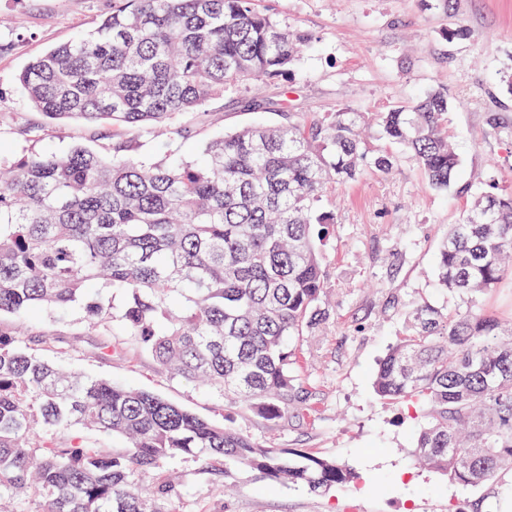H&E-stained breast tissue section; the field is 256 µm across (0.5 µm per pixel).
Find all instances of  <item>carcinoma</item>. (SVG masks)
Masks as SVG:
<instances>
[{"label": "carcinoma", "instance_id": "1", "mask_svg": "<svg viewBox=\"0 0 512 512\" xmlns=\"http://www.w3.org/2000/svg\"><path fill=\"white\" fill-rule=\"evenodd\" d=\"M308 37L254 0H112L95 27L29 62L18 81L52 120L109 122L154 137L224 91L278 81ZM448 99L432 91L387 112L342 107L309 121L245 124L191 161L145 163L112 143L31 151L0 168V315L23 319L83 301L90 329L119 319L171 376L278 422L304 403L290 342L326 319L322 242L336 215L319 202L393 156L370 125L437 189L459 167ZM512 193L485 195L448 227L441 287L468 298L512 279ZM380 363L383 400L419 409L414 456L462 485L512 498V329L471 303L425 302ZM0 326V512H163L169 479L133 483L192 456L224 493L232 469L317 492L355 475L334 459L268 448L159 395L65 369ZM124 441L98 445L91 434Z\"/></svg>", "mask_w": 512, "mask_h": 512}]
</instances>
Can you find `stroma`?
<instances>
[{"mask_svg": "<svg viewBox=\"0 0 512 512\" xmlns=\"http://www.w3.org/2000/svg\"><path fill=\"white\" fill-rule=\"evenodd\" d=\"M111 6L112 0H0V159L77 144L105 155L119 139L146 162L168 152L190 159L207 138L241 124L308 119L345 106L380 112L437 89L448 94V132L460 165L441 191L401 153L389 173L365 171L324 197L323 208L336 212L324 249L329 315L293 344L309 410L272 423L243 406L225 408L161 369L120 322L109 338L93 332L80 304L41 310L26 321L24 343L55 363L155 392L214 421L233 417L263 445L308 449L356 473L350 484L313 493L238 469L220 499L200 462L174 460L160 470L179 481L166 512H512L511 500L485 497L419 466L410 452L419 411L384 403L372 385L416 303L466 306L440 288L435 272L449 225L486 193H512V0H256L259 10L308 34L311 48L283 80L256 94L227 91L175 118L156 140L120 126L49 123L17 82L31 60L91 29ZM459 28L469 39L453 37ZM105 341L115 346L108 356L99 352Z\"/></svg>", "mask_w": 512, "mask_h": 512, "instance_id": "35a3bbf8", "label": "stroma"}]
</instances>
